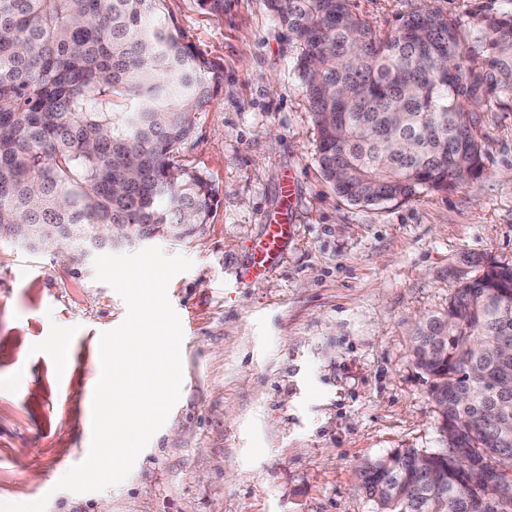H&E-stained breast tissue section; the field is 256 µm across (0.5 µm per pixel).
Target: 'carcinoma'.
Segmentation results:
<instances>
[{"label":"carcinoma","instance_id":"carcinoma-1","mask_svg":"<svg viewBox=\"0 0 512 512\" xmlns=\"http://www.w3.org/2000/svg\"><path fill=\"white\" fill-rule=\"evenodd\" d=\"M300 46L296 70L318 164L362 207L479 176V109L512 102V13L468 38L438 9L384 37L349 0H265ZM164 0H0V239L188 242L218 205L174 154L211 102L220 65L184 41ZM125 109L114 111L115 99ZM414 364L448 387L454 440L357 469L373 512H512V265L491 262L417 324Z\"/></svg>","mask_w":512,"mask_h":512}]
</instances>
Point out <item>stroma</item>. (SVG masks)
<instances>
[{"mask_svg": "<svg viewBox=\"0 0 512 512\" xmlns=\"http://www.w3.org/2000/svg\"><path fill=\"white\" fill-rule=\"evenodd\" d=\"M437 8L464 34L512 0H351L383 36ZM165 13L222 77L178 165L206 174L219 206L203 234L155 240L190 270L167 296L183 330L178 402L129 476L103 491L56 484L89 454L103 332L124 300L93 259L61 262L0 241V502L46 512H372L357 488L366 458L437 450L439 415L410 356L413 324L444 310L489 260L512 264V105L480 112L479 177L405 203L358 208L321 174L298 47L264 0H197ZM295 176L283 210L280 186ZM287 214L280 263L244 270L266 224ZM68 339L70 367L56 343Z\"/></svg>", "mask_w": 512, "mask_h": 512, "instance_id": "stroma-1", "label": "stroma"}]
</instances>
